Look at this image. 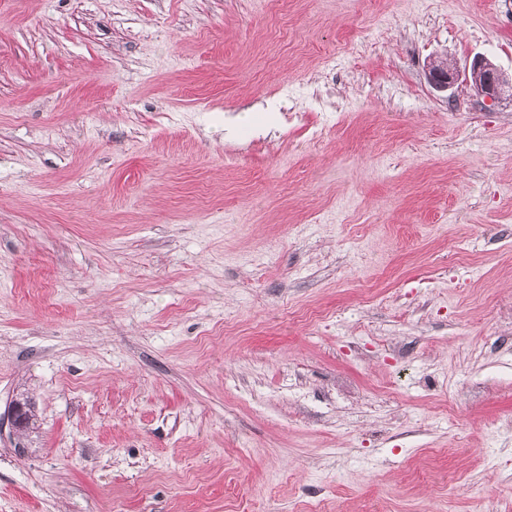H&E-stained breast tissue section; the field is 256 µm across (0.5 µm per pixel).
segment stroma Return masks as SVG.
<instances>
[{
  "mask_svg": "<svg viewBox=\"0 0 512 512\" xmlns=\"http://www.w3.org/2000/svg\"><path fill=\"white\" fill-rule=\"evenodd\" d=\"M477 57L512 0H0V512H512Z\"/></svg>",
  "mask_w": 512,
  "mask_h": 512,
  "instance_id": "stroma-1",
  "label": "stroma"
}]
</instances>
